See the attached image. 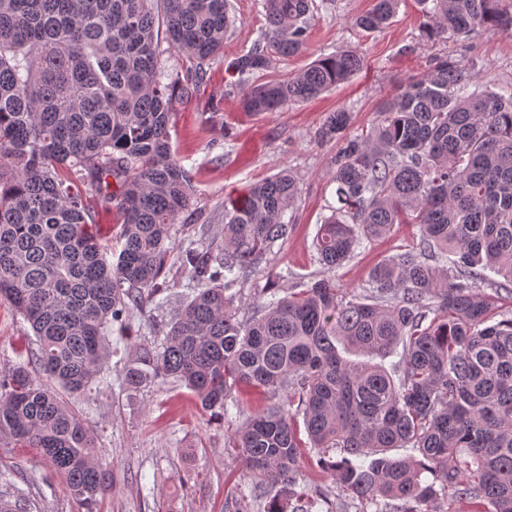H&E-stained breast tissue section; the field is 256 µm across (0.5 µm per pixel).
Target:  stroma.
<instances>
[{"label":"stroma","mask_w":512,"mask_h":512,"mask_svg":"<svg viewBox=\"0 0 512 512\" xmlns=\"http://www.w3.org/2000/svg\"><path fill=\"white\" fill-rule=\"evenodd\" d=\"M262 0H229L236 23L220 55L210 63L196 93L176 104L172 117V146L185 169L194 176L196 195L186 211V223L176 224L177 240L195 239L201 225L219 236L224 202L282 169L299 177L300 195L290 222L293 230L277 243L269 257L280 273L281 288L321 278L314 238L317 226L336 203L330 181L336 145L316 135L328 113L346 109L350 131H367L380 105L411 76L426 70L430 60L451 56L475 67L488 81L512 83V33L475 28L468 36L448 41L421 37L423 22L417 0H401L395 16L375 33L352 23L372 0H313L314 20L306 47L299 55L274 61L265 79H281L318 58L342 49L361 53L365 66L348 82L304 103L276 112L243 111L229 64L260 38L265 17ZM414 225H398L384 239L364 244L335 273L337 284L363 292L372 267L416 244ZM170 290L147 304L157 322H170L192 295L188 277L171 272ZM134 335L112 332L110 354L102 374L112 382L106 394L72 396L96 436L97 460L109 472L111 489L100 498L97 512H236L238 499L253 495L242 476L243 465L229 437L236 421L206 422L197 398L181 383L155 380L131 391L122 384L126 360L143 341L151 340L140 315H133ZM35 338L16 312L0 303V372L26 358ZM0 472L10 484H0V497L23 504L30 512H81L62 481L46 474L35 454L0 437Z\"/></svg>","instance_id":"35a3bbf8"}]
</instances>
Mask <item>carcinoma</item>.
Here are the masks:
<instances>
[{
	"label": "carcinoma",
	"instance_id": "obj_1",
	"mask_svg": "<svg viewBox=\"0 0 512 512\" xmlns=\"http://www.w3.org/2000/svg\"><path fill=\"white\" fill-rule=\"evenodd\" d=\"M399 0L354 18L384 28ZM421 36L512 32V0H418ZM313 0H263L262 39L232 63L243 108L304 102L364 66L355 50L256 82L307 42ZM235 23L228 0H0V299L36 337L32 363L0 376V435L36 450L86 512L108 489L94 432L61 391L100 384L113 325L127 330L174 269L194 284L158 345L125 367V383L175 379L202 413L240 419L230 439L263 489V512H334L304 488L305 463L374 512H428L439 496L512 512V86L482 83L437 57L379 111L366 133L330 113L337 206L320 224L317 261L333 272L363 242L415 224L416 246L384 260L357 293L328 278L284 292L265 270L288 239L299 198L290 170L224 204L222 245L181 244L193 178L171 148L175 103L188 98ZM191 63L161 66V42ZM115 190H110V180ZM121 217L116 261L93 232L90 201ZM503 277L481 287L482 270ZM268 285L239 317L234 289ZM392 371L341 351L385 358ZM265 403L245 412L237 395ZM414 448L416 457L388 455Z\"/></svg>",
	"mask_w": 512,
	"mask_h": 512
}]
</instances>
